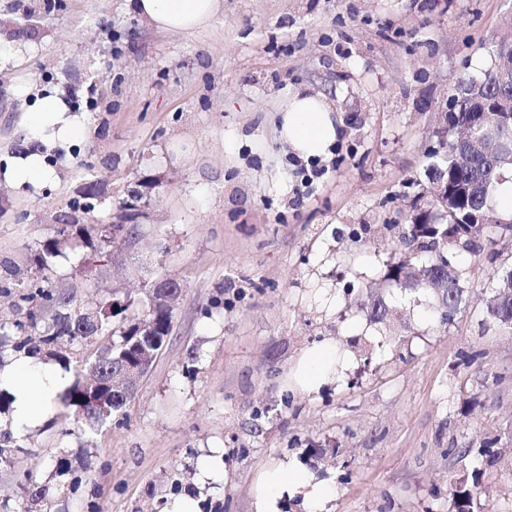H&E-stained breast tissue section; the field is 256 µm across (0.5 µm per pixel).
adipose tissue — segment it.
<instances>
[{"mask_svg":"<svg viewBox=\"0 0 512 512\" xmlns=\"http://www.w3.org/2000/svg\"><path fill=\"white\" fill-rule=\"evenodd\" d=\"M129 8L148 26L171 33L195 30L209 25L223 9L222 0H127ZM66 102L56 93L38 98L29 114L34 129H54L59 139H66L73 127L64 114ZM341 121L336 110L320 92L303 87L290 93L279 111L278 135L302 157L328 155L337 141ZM336 352L333 346L321 345L309 350L300 363L295 379L304 389H318L334 374ZM58 368H47L38 359L19 357L15 366L0 372V381L15 397L12 428L14 434L25 433L49 414L56 390L67 381ZM302 491L312 499L325 490L310 476L296 469L275 468L266 472L264 488L258 495L255 512H277L276 502L282 491Z\"/></svg>","mask_w":512,"mask_h":512,"instance_id":"adipose-tissue-1","label":"adipose tissue"}]
</instances>
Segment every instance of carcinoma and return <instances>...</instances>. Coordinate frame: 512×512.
Masks as SVG:
<instances>
[{"instance_id":"carcinoma-1","label":"carcinoma","mask_w":512,"mask_h":512,"mask_svg":"<svg viewBox=\"0 0 512 512\" xmlns=\"http://www.w3.org/2000/svg\"><path fill=\"white\" fill-rule=\"evenodd\" d=\"M461 82L475 85L487 100L497 103L503 97L512 101V85L500 82L498 64H493L479 78L465 77ZM448 125L455 130L469 123L468 102L461 99L458 89L448 96ZM493 135L501 143L496 155L472 153L463 149L465 161L456 162L448 153L432 152V162L427 171L430 180L448 181L452 196L456 200L443 207L433 202L441 216V222L430 220L429 211L418 209L411 216V224L404 234L406 252L402 259L387 269L385 280L405 291H415L429 286L438 307H448V318H453L465 304V290L460 284V274L453 261L456 250L473 253L483 251L482 240L488 224L479 216L492 212L490 197L495 188L504 180V172L512 169V122L495 128ZM101 224H61L56 234L45 240L38 248L34 263L36 272L52 268L56 259L69 250L78 247L98 252L112 239L102 237ZM26 304L24 316L13 321L0 323V350L10 346L12 351L38 357L47 354L52 360L65 364L69 362L65 349L74 345L94 346V360L86 361L84 370L96 364L99 378L107 382L112 377V368L123 362L137 359L140 342L154 341L164 347L172 329L173 306L168 300L148 288L144 292L139 310L132 316L126 312L134 305L129 300L123 304L112 298L98 301L92 309L98 321V329H82L76 311L85 307L75 296L55 294L48 288L38 287L20 295ZM55 308L52 323L43 324L42 308ZM370 316L382 323L393 316V310L379 293L372 295ZM486 316L495 325L512 332V267L501 272L491 288L486 301ZM86 376L75 374L73 382L59 395L61 404L73 408L86 418L92 426H102L121 412L132 400L134 394L112 398L107 413L88 405ZM20 448L9 431H0V464L9 462L13 452ZM445 454L458 465V473L448 489L450 512H484V504L478 495L483 477L493 471H500L512 481V438L502 442L499 435L483 437L464 446L453 440Z\"/></svg>"}]
</instances>
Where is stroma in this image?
<instances>
[{"mask_svg": "<svg viewBox=\"0 0 512 512\" xmlns=\"http://www.w3.org/2000/svg\"><path fill=\"white\" fill-rule=\"evenodd\" d=\"M223 2L208 27L166 33L125 0H0V281L29 277L58 225L119 223L139 190L132 235L59 258L50 286L88 302L141 298L161 273L181 287L135 398L100 429L63 407L31 428L0 467V503L254 512L264 473L291 463L329 495L312 506L285 494L278 512H448L457 467L443 448L512 420V336L484 305L512 266V234L488 228L495 259L458 252L466 303L444 324L429 295L385 288L384 274L412 209L432 200L448 96L512 38V0ZM302 85L342 120L309 185L276 135ZM49 91L76 127L63 143L29 126ZM32 153L53 179L10 180ZM92 184L89 217L77 206ZM370 287L395 320L371 321ZM323 343L345 353L335 377L294 388L301 356ZM57 456L77 490L53 472Z\"/></svg>", "mask_w": 512, "mask_h": 512, "instance_id": "obj_1", "label": "stroma"}]
</instances>
